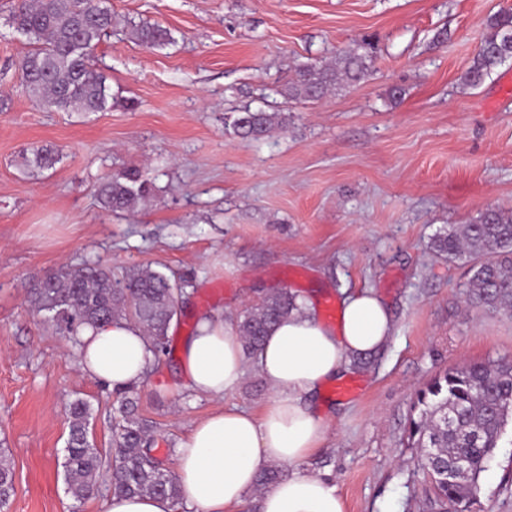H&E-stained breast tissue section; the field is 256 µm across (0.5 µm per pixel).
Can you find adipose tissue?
<instances>
[{
  "label": "adipose tissue",
  "instance_id": "ef3b65f1",
  "mask_svg": "<svg viewBox=\"0 0 512 512\" xmlns=\"http://www.w3.org/2000/svg\"><path fill=\"white\" fill-rule=\"evenodd\" d=\"M393 329L389 307L369 290L343 300L334 329L319 320L311 302H303L268 332L252 358L231 324L202 318L182 346L189 391L222 399L253 369L271 397L256 412L231 404L191 421L175 469L185 512H239L253 500L259 512H345L336 485L303 467L327 433L312 400L355 354L381 348ZM77 360L83 376L116 390L147 384L154 353L142 328L122 319L82 329ZM272 465L284 467L285 476L258 490L259 473Z\"/></svg>",
  "mask_w": 512,
  "mask_h": 512
}]
</instances>
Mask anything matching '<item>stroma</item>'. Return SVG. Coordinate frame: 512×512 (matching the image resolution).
<instances>
[{
    "mask_svg": "<svg viewBox=\"0 0 512 512\" xmlns=\"http://www.w3.org/2000/svg\"><path fill=\"white\" fill-rule=\"evenodd\" d=\"M118 24L92 54L112 105L55 112L29 98L17 74L28 39L0 0V452L15 476L9 512H103L110 497L114 395L84 377L77 343L32 305L29 284L62 265L98 262L115 275L174 276L183 304L173 353L138 389L155 425V454L176 465L191 420L219 403L260 409L269 396L249 371L218 401L182 386V344L205 314L230 320L266 293L313 298L321 320L344 293L373 289L394 330L373 365L352 372L356 395L326 383L335 406L306 469L325 475L346 512H430L432 487L408 445L417 393L465 362L512 359V318L469 305L467 268L431 248L448 226L485 208L512 209V60L474 89L461 73L490 15L512 0H109ZM167 28L148 48L128 22ZM373 46L368 74L317 102L277 87L295 68ZM399 87L401 100L389 92ZM265 98L288 125L250 142L224 116ZM60 160L38 171L35 148ZM136 166L155 189L138 211H102L97 185ZM89 402L90 440L104 465L95 495L76 500L63 462L67 411ZM471 512H512V445L498 448Z\"/></svg>",
    "mask_w": 512,
    "mask_h": 512,
    "instance_id": "1",
    "label": "stroma"
}]
</instances>
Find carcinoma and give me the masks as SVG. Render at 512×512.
Masks as SVG:
<instances>
[{
    "instance_id": "cac0c4a2",
    "label": "carcinoma",
    "mask_w": 512,
    "mask_h": 512,
    "mask_svg": "<svg viewBox=\"0 0 512 512\" xmlns=\"http://www.w3.org/2000/svg\"><path fill=\"white\" fill-rule=\"evenodd\" d=\"M10 26L33 48L19 61V79L39 106L60 112L104 111L112 98L106 77L91 62V51L115 25L106 0H15ZM489 33L481 40L461 83L480 86L495 68L512 59V12L487 20ZM132 37L148 47L172 41L163 28L131 26ZM371 64L367 47L345 51L333 64H306L282 84L278 94L289 101L318 100L344 82L360 81ZM288 124L285 113L246 104L232 115L233 132L246 140L261 141ZM59 161L50 148L33 152L29 166L43 171ZM153 185L137 167L112 172L97 186L102 210L131 213L152 194ZM434 251L450 261L466 260L469 278L467 302L512 317V209L488 207L470 224L451 226L435 235ZM31 302L46 320L70 336L85 326H102L125 319L139 324L149 336L155 360L171 353L168 331L177 314L181 288L166 274L149 268L132 270L122 279L96 262L66 266L35 282ZM299 295L281 288L240 316L238 332L243 349L252 357L268 331L288 312L299 308ZM134 388L116 391L113 415L112 494L163 495L181 507L174 475L154 454V426L142 417ZM408 440L412 447L435 457L421 469L430 479L437 501L452 507L474 497L482 474L503 444L512 424V360L473 362L435 377L417 395ZM88 402L77 399L68 409L69 436L63 467L69 489L77 499L97 490L102 466L99 451L90 444ZM14 495V474L0 457V512H8Z\"/></svg>"
}]
</instances>
